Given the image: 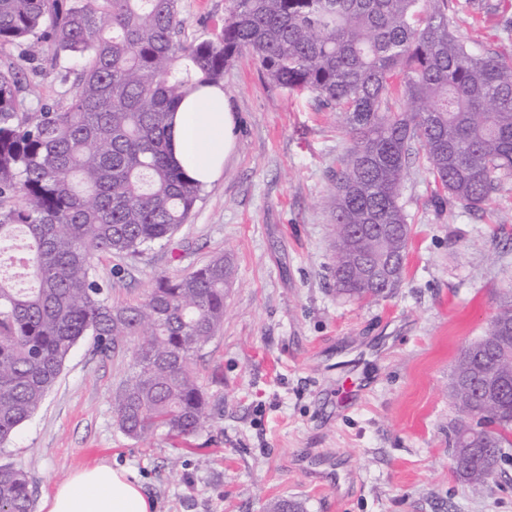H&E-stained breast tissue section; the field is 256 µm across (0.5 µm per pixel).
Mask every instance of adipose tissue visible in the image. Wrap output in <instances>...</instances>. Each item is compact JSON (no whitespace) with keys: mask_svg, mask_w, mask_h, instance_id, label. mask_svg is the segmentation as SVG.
Returning a JSON list of instances; mask_svg holds the SVG:
<instances>
[{"mask_svg":"<svg viewBox=\"0 0 512 512\" xmlns=\"http://www.w3.org/2000/svg\"><path fill=\"white\" fill-rule=\"evenodd\" d=\"M233 117L219 88L184 98L171 124L172 156L186 177L202 185L220 173L233 144ZM46 512H152L154 503L128 472L99 464L58 484Z\"/></svg>","mask_w":512,"mask_h":512,"instance_id":"1","label":"adipose tissue"}]
</instances>
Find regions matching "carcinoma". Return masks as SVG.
Masks as SVG:
<instances>
[{
	"instance_id": "1",
	"label": "carcinoma",
	"mask_w": 512,
	"mask_h": 512,
	"mask_svg": "<svg viewBox=\"0 0 512 512\" xmlns=\"http://www.w3.org/2000/svg\"><path fill=\"white\" fill-rule=\"evenodd\" d=\"M215 39L180 38L179 0H0V48L24 62L53 47L69 96L33 103L16 68H0V447L43 404L74 346L106 353L136 343L112 397L129 438L196 433L206 417L195 355L224 323L231 265L216 256L185 275L162 274L135 303H114L95 275L103 255L137 257L169 242L201 187L171 159L169 121L203 87L223 86L239 55L290 94L307 92L342 118L348 153L331 188L333 286L350 299L394 288L410 227L400 191L422 156L452 201L480 211L512 178V53L455 33L459 13L507 14L512 0H227ZM512 297L485 334L459 352L452 377L475 369L493 383H453L458 419L486 437L456 443L454 469L472 493L498 476L512 447ZM26 471L0 465V512H32Z\"/></svg>"
}]
</instances>
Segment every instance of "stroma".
Listing matches in <instances>:
<instances>
[{
    "label": "stroma",
    "instance_id": "stroma-1",
    "mask_svg": "<svg viewBox=\"0 0 512 512\" xmlns=\"http://www.w3.org/2000/svg\"><path fill=\"white\" fill-rule=\"evenodd\" d=\"M226 7L180 0L182 39L214 37ZM52 55L22 63L5 47L0 67L20 65L29 99L51 102L66 90ZM223 90L235 145L220 178L167 245L96 266L111 301L133 303L155 274L229 260L224 324L193 360L205 425L184 440L124 435L112 397L133 348L102 354L88 336L0 450V465L28 472L39 505L73 471L104 462L127 470L155 512H267L283 497L305 512H512V465L479 496L454 475L448 397L459 351L512 289V179L486 210L442 212L432 177L412 160L401 196L411 227L403 281L380 300L349 301L331 279L329 188L349 147L338 115L277 88L246 54ZM353 356L368 390L340 412L333 400L345 376L332 366ZM305 450L337 457L341 487L299 468Z\"/></svg>",
    "mask_w": 512,
    "mask_h": 512
}]
</instances>
